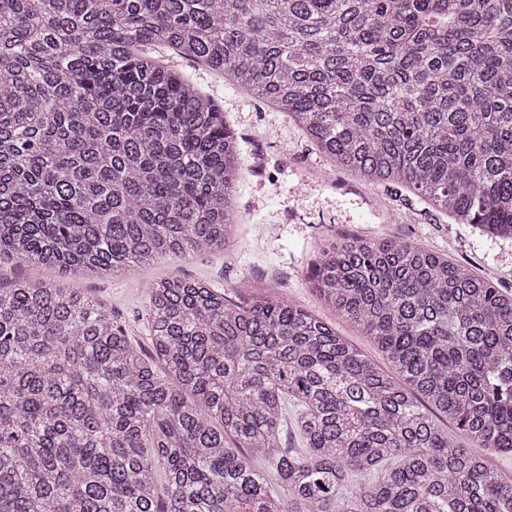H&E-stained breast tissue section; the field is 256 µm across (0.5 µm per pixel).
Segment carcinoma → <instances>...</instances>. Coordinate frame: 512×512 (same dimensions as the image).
Here are the masks:
<instances>
[{"label": "carcinoma", "mask_w": 512, "mask_h": 512, "mask_svg": "<svg viewBox=\"0 0 512 512\" xmlns=\"http://www.w3.org/2000/svg\"><path fill=\"white\" fill-rule=\"evenodd\" d=\"M155 46L512 238V0H0V265L232 253L237 134ZM310 281L391 372L274 290L157 279L146 350L75 288L0 286V512H512L474 452H512V292L362 237Z\"/></svg>", "instance_id": "1"}]
</instances>
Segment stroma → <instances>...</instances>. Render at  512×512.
Segmentation results:
<instances>
[{"mask_svg": "<svg viewBox=\"0 0 512 512\" xmlns=\"http://www.w3.org/2000/svg\"><path fill=\"white\" fill-rule=\"evenodd\" d=\"M171 62L221 104L225 119L240 138L245 169L238 185L241 235L227 257L168 258L151 272L68 280V287L82 289L101 302L136 342H147L146 286L153 275L200 279L229 295L250 298L260 296L275 281L288 302L332 324L361 352L382 362L371 340L327 309L307 279L308 265L322 251L353 234L417 243L512 290V239H488L472 225L455 223L410 201L408 192L382 186L376 187V194L397 203L398 211L392 217L373 215L361 196L336 192L331 185L336 170L286 113L251 98L225 75L176 56ZM314 166L326 173L328 186L306 184L307 172Z\"/></svg>", "mask_w": 512, "mask_h": 512, "instance_id": "stroma-1", "label": "stroma"}]
</instances>
